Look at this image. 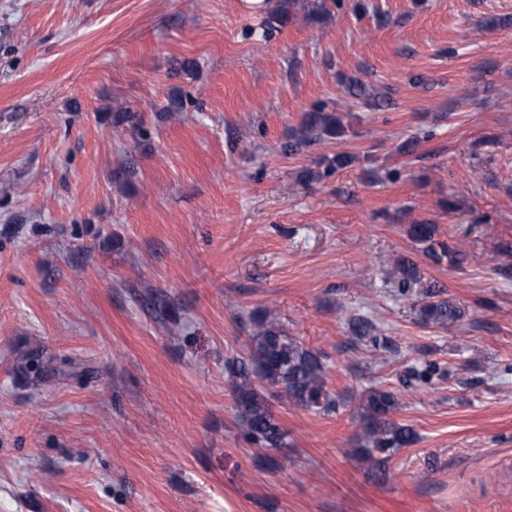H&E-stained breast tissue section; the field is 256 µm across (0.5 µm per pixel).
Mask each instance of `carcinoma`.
Instances as JSON below:
<instances>
[{
    "mask_svg": "<svg viewBox=\"0 0 512 512\" xmlns=\"http://www.w3.org/2000/svg\"><path fill=\"white\" fill-rule=\"evenodd\" d=\"M298 12L315 23L331 16V9L322 0L314 3L311 0H279L270 21L284 26ZM346 133L347 127L336 108L321 102L305 114L299 128L292 134L293 142L288 144V150L295 151L323 138H341ZM353 162L354 157L345 152L326 156L318 163L317 169L306 171L303 179L308 182L324 179ZM437 232L434 224H413L409 228V236L423 245L426 254L438 261L446 258L455 266L461 265L464 254L452 251L437 241ZM398 271L399 292L404 294L414 279L413 264L403 261ZM420 313L425 322L448 328L460 318L459 310L441 298L439 291L427 295ZM348 323L356 338L375 348L386 347L385 338L373 334L374 327L363 317L353 316ZM255 325L248 361L233 359L227 363V370L233 378L235 401L245 424L247 440L258 448L269 450L281 447L285 439V432L267 403L269 390H275L290 402L324 413L338 410L339 399L326 387L324 355L305 348L288 336L284 326L268 313ZM439 372L437 363L427 362L420 370H407L403 375V385L409 387L415 381H428ZM359 408L364 428L362 445L355 449L358 455L372 459L378 453L387 458L395 450L416 441L414 429L393 418V413L399 408L395 392L371 387L363 393Z\"/></svg>",
    "mask_w": 512,
    "mask_h": 512,
    "instance_id": "carcinoma-1",
    "label": "carcinoma"
}]
</instances>
